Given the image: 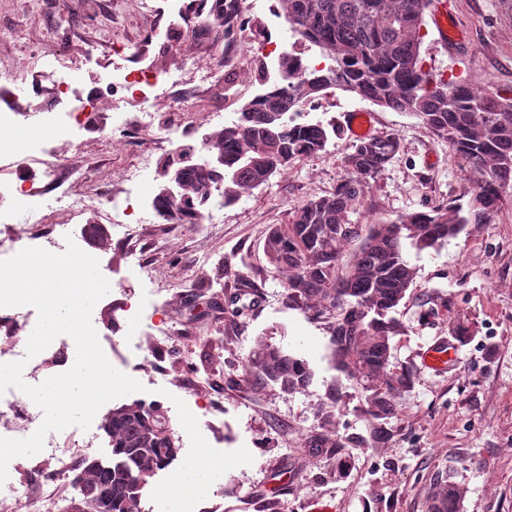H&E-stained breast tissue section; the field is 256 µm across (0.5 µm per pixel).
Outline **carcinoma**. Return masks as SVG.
<instances>
[{"label": "carcinoma", "mask_w": 512, "mask_h": 512, "mask_svg": "<svg viewBox=\"0 0 512 512\" xmlns=\"http://www.w3.org/2000/svg\"><path fill=\"white\" fill-rule=\"evenodd\" d=\"M432 0H279L291 31L331 61L310 68L294 55L283 58L288 82L247 101L234 123L224 126V172L197 167L193 145H183V178L194 197L192 223L200 207L224 185L222 202L267 183L296 159L325 151L330 131L321 123H299L304 104L331 87L382 108L405 112L448 145L475 174L472 195L485 205L479 211L463 205L436 208L405 220L371 224L359 237L348 216L361 203L366 180L382 174L399 153L393 135L363 139L345 158V177L335 190L310 199L293 211L287 224L271 225L266 251L269 263L288 273L287 299L316 312L329 334L335 369L363 393V411L375 420L394 416L396 394L407 388L410 372L393 366L392 340L401 323L397 307L413 283L415 268L407 250L420 253L456 238L468 224H488L503 193L512 187V97L499 91H475L450 83L424 69L421 28ZM269 111L279 113L275 135L261 124ZM212 181L211 190L199 184ZM361 238L350 253L345 247ZM319 256L321 267L308 269ZM307 277V287L296 280ZM247 372L259 383H272L288 394L305 389L312 373L305 360L260 342ZM112 439V512H141L140 491L148 478L178 456L175 437L161 411L139 402L122 404L105 416ZM78 497L65 512H98L93 485L78 472ZM449 484L438 482L426 500V512H457Z\"/></svg>", "instance_id": "carcinoma-1"}]
</instances>
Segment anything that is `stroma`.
Returning a JSON list of instances; mask_svg holds the SVG:
<instances>
[{
	"label": "stroma",
	"mask_w": 512,
	"mask_h": 512,
	"mask_svg": "<svg viewBox=\"0 0 512 512\" xmlns=\"http://www.w3.org/2000/svg\"><path fill=\"white\" fill-rule=\"evenodd\" d=\"M172 0H0V56L9 70L25 67L33 49L68 50L82 69L76 94L91 91L115 66L139 59L159 71L195 57L207 65L224 58V32L208 19L186 29L176 47L157 34L158 20ZM251 17L250 37L296 47L278 0H243ZM451 19L463 37L464 54H451L433 19L422 32L426 69L443 75L464 70L470 86L512 91V0H448ZM124 53H117V46ZM232 81L236 99L224 97ZM264 88L259 59L238 54L222 77L196 102L201 112H220L232 121L243 101ZM370 109L374 135H396L401 151L377 178L368 180L351 223L394 221L438 206L468 204L473 180L446 144L416 118L367 105L331 88L317 98L306 119L334 128L325 152L282 168L240 202L223 206L221 223L173 224L160 217L140 225L138 237H109L94 250L110 291L94 307L99 343L117 370L143 389L126 402L160 405L181 440L177 460L149 479L141 508L159 504L180 512L191 499L193 512H311L314 503L334 512H425L429 488L449 481L466 488L459 512H512V190L491 223L470 224L444 246L410 254L413 284L398 307L403 331L392 361L409 369L410 388L387 423L388 441L372 442L371 421L361 411L354 382L336 371L321 322L290 307L284 275L265 255L270 225L289 223L307 200L326 195L344 177V159L356 142L346 127L350 112ZM16 153L34 140L72 169L95 167L96 194L84 222H102L101 197L120 194L118 174L136 167L130 142L90 125L76 129L74 143L46 138L35 119L11 131ZM87 184L74 183L81 194ZM166 281L156 309L171 330L155 340L141 324L121 321L124 300L146 293L145 272ZM223 277L224 289L210 282ZM307 361L308 387L294 394L254 384L244 366L258 338ZM454 346L457 361L435 370L427 350ZM343 397L333 401L332 384ZM315 432L340 441V448H307ZM17 480L30 495L12 512H30L31 494L53 489L56 460L35 454L18 460Z\"/></svg>",
	"instance_id": "35a3bbf8"
}]
</instances>
